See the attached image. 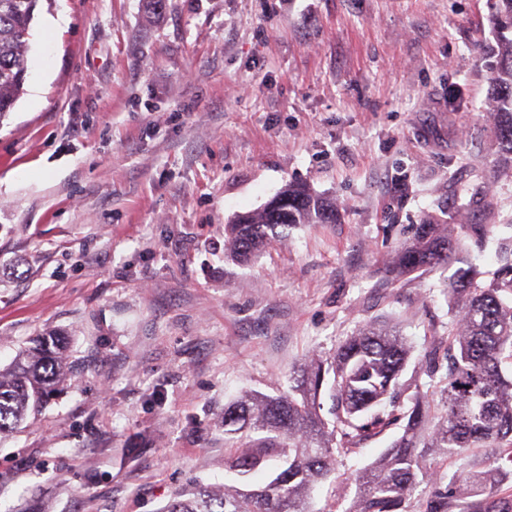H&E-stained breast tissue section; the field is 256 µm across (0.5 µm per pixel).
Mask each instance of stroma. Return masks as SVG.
<instances>
[{"instance_id":"1","label":"stroma","mask_w":512,"mask_h":512,"mask_svg":"<svg viewBox=\"0 0 512 512\" xmlns=\"http://www.w3.org/2000/svg\"><path fill=\"white\" fill-rule=\"evenodd\" d=\"M70 23L44 48L59 5ZM488 0H41L23 92L0 123V367L64 337L70 376L0 437V512H161L223 486L218 418L287 389L306 361L375 326L410 349L401 381L439 399L445 293L512 237V171L484 108ZM335 202L245 262L224 226L290 183ZM447 265L393 275L420 225ZM482 224L483 244L461 225ZM394 424L336 459L314 512Z\"/></svg>"}]
</instances>
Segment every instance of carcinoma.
<instances>
[{
	"mask_svg": "<svg viewBox=\"0 0 512 512\" xmlns=\"http://www.w3.org/2000/svg\"><path fill=\"white\" fill-rule=\"evenodd\" d=\"M39 0H0V121L21 95L27 75L32 22ZM489 23L496 44L488 100L496 133V163L512 169V0H495ZM336 205L299 184H289L261 211L224 226L229 257L247 260L297 224H334ZM499 267L483 279L470 267L449 293L456 318L448 327V370L441 407L431 414L427 394L415 390L400 437L368 468L355 474L360 494L344 512H408L413 491L432 485L423 512H512V239L498 246ZM448 260L445 225L424 224L416 243L398 257L414 270ZM67 347L41 337L0 370V436L17 430L65 379ZM409 350L397 330L372 327L329 356L313 357L286 393L247 392L224 406V466L253 473L269 462L279 472L265 486L220 489L196 484L178 492L164 512H311L315 485L348 450L397 416L382 406L407 390L399 383ZM333 420L317 409L326 378ZM489 444L501 449L496 465L455 474L444 482L427 461L448 460Z\"/></svg>",
	"mask_w": 512,
	"mask_h": 512,
	"instance_id": "1",
	"label": "carcinoma"
}]
</instances>
